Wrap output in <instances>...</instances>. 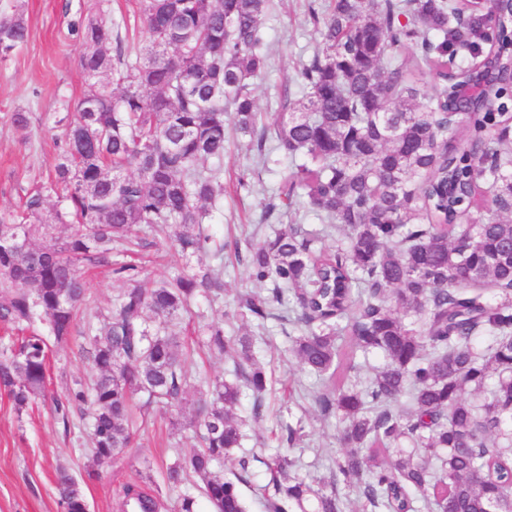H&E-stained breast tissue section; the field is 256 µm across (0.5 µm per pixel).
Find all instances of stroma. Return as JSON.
I'll use <instances>...</instances> for the list:
<instances>
[{
	"label": "stroma",
	"instance_id": "35a3bbf8",
	"mask_svg": "<svg viewBox=\"0 0 512 512\" xmlns=\"http://www.w3.org/2000/svg\"><path fill=\"white\" fill-rule=\"evenodd\" d=\"M310 0H274L265 20L270 45L271 67L265 78L256 81L253 94L261 111L274 113L285 80L295 79L300 62L312 55L316 42L309 22ZM97 0H0V15L22 6L31 30L28 42L11 56L0 59V212H20L26 193L46 184L58 157L56 141L63 130L64 103L76 102L86 89L85 75L78 65V46L70 25L81 15L95 10ZM17 112L26 113L28 124L13 122ZM287 157L262 163L247 146L246 139L228 132L221 162L224 198L217 210L203 221L205 233L223 242L220 258L182 255L170 239H151L149 245L127 253L124 246L112 249V262L92 271L88 278L85 318L101 324L103 317L127 285L117 266H136L150 283L169 281L197 271L200 263L219 269L224 279V296L218 301L199 300L193 315L184 318L181 335L198 344L200 323H219L228 336L250 332L258 336V357L267 372L271 387L266 397L264 416L251 421L252 396L243 392L237 409L250 419L242 452L251 456L247 484L240 491L250 512H264L258 502L259 490L268 481L267 461L278 454L274 432L285 424H303L301 440L288 454L294 458L301 476L328 477L329 462L342 452L338 440L340 423L318 410L314 395L318 380L304 370L288 352V323L271 319L264 326L242 324L231 318L239 296L262 291L251 276L243 256L249 240L269 232L276 219H263V205L273 189L289 171ZM84 342L82 330H75L68 344L52 346L47 391L61 395L83 377L87 361L79 353ZM185 368L194 383L190 398L206 395V383L229 377L230 360L222 355L199 351L187 359ZM49 400H38L24 411H16L6 393L0 391V512H60L55 489V469L64 464L81 478L89 512H118L117 503L126 485L137 484L148 494L162 493L161 512H174L179 499L195 496L197 512H210L194 483L167 486V465L177 457L191 454L197 440L186 423L191 407L169 411L151 410L137 417L135 444L112 464L96 469L89 448L88 419L74 417L70 429L59 424ZM183 421L174 429L172 420ZM96 478H88L90 470Z\"/></svg>",
	"mask_w": 512,
	"mask_h": 512
}]
</instances>
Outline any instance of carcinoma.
Returning a JSON list of instances; mask_svg holds the SVG:
<instances>
[{
  "label": "carcinoma",
  "mask_w": 512,
  "mask_h": 512,
  "mask_svg": "<svg viewBox=\"0 0 512 512\" xmlns=\"http://www.w3.org/2000/svg\"><path fill=\"white\" fill-rule=\"evenodd\" d=\"M270 0H140L146 43L130 58L112 19L97 11L73 26L87 89L58 143L55 182L65 206L30 193L21 216L0 214V321L32 333L0 346V389L17 411L45 396L48 340L65 344L87 299L84 271L109 263L112 243L137 227L182 231L185 255L220 254L202 221L224 198L225 119L259 155L296 163L266 217L306 203L320 229L283 224L248 246L251 277L270 283L233 316L265 320L293 297L290 352L321 380L315 403L342 424L344 452L314 486L277 454L265 512H345L339 487L362 512H512V4L488 15L475 0H319L316 48L301 64L298 98L259 111L252 85L269 69ZM30 37L23 11L0 17V58ZM447 74L431 93L413 73ZM481 77L487 97L460 106L455 88ZM466 113H458V108ZM465 122L469 139L448 143ZM478 209V215L472 210ZM68 226L60 237L57 225ZM336 230L344 246L315 249ZM81 353L91 380L53 398L64 430L89 411L91 451L109 465L133 447V401L161 409L190 386V347L175 330L199 297L224 292L211 267L145 288L134 276ZM205 347L233 358L232 378L211 383L188 426L200 446L166 470L170 487L195 477L213 512H248L239 484L249 460L224 476L242 447L243 390L260 419L267 392L257 338L207 325ZM385 364L355 383L357 358ZM61 512H86L81 481L56 467ZM162 500L124 487L119 512H160Z\"/></svg>",
  "instance_id": "obj_1"
}]
</instances>
